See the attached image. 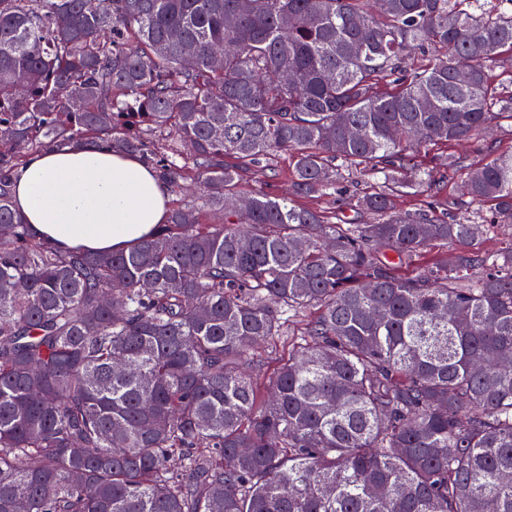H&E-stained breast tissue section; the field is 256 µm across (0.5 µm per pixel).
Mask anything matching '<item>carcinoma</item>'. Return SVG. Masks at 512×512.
Here are the masks:
<instances>
[{
    "instance_id": "carcinoma-1",
    "label": "carcinoma",
    "mask_w": 512,
    "mask_h": 512,
    "mask_svg": "<svg viewBox=\"0 0 512 512\" xmlns=\"http://www.w3.org/2000/svg\"><path fill=\"white\" fill-rule=\"evenodd\" d=\"M499 2L0 0V512H512V244L480 247L512 149L448 154L487 224L397 206L440 196L430 147L512 121ZM97 145L203 205L127 252L35 240L15 170ZM283 152L291 195L240 207ZM332 194L334 222L294 202ZM300 314L258 386L247 351Z\"/></svg>"
}]
</instances>
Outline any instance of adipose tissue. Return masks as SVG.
Returning <instances> with one entry per match:
<instances>
[{
	"label": "adipose tissue",
	"instance_id": "obj_1",
	"mask_svg": "<svg viewBox=\"0 0 512 512\" xmlns=\"http://www.w3.org/2000/svg\"><path fill=\"white\" fill-rule=\"evenodd\" d=\"M16 212L63 251H126L168 218L169 196L133 154L70 147L28 157L13 177Z\"/></svg>",
	"mask_w": 512,
	"mask_h": 512
}]
</instances>
